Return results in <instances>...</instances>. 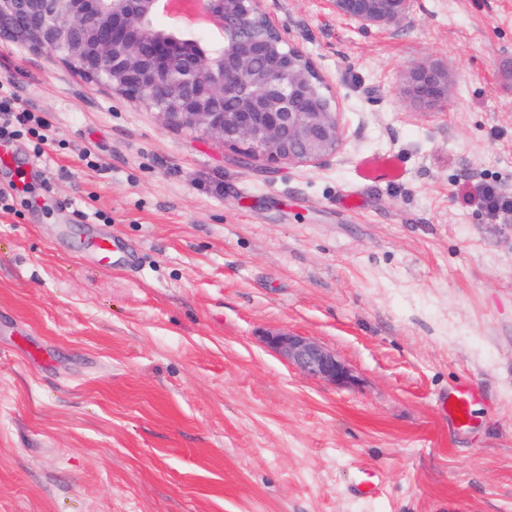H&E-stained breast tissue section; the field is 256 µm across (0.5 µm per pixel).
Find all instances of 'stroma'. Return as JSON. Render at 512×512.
Returning a JSON list of instances; mask_svg holds the SVG:
<instances>
[{
  "mask_svg": "<svg viewBox=\"0 0 512 512\" xmlns=\"http://www.w3.org/2000/svg\"><path fill=\"white\" fill-rule=\"evenodd\" d=\"M264 6L335 87L348 138L315 166L233 159L0 41L55 137L11 145L27 186L0 168V512H512V216L478 199L512 191V0H411L383 29ZM421 62L453 74L435 112L399 91ZM369 156L401 179L364 181ZM274 331L356 384L291 368ZM479 200L493 214L511 215L512 195L496 184L486 183L479 190ZM264 343L288 366L313 380L327 382L336 387H346L355 381L352 370L336 352L307 336L278 331L266 335ZM476 393L477 389L475 387L471 385H463L448 395V399L444 402V406L448 410V416H450L457 425L466 423L468 419L469 405ZM453 401H456V406L452 405ZM457 413H461V416L465 417V421H462L461 416H457Z\"/></svg>",
  "mask_w": 512,
  "mask_h": 512,
  "instance_id": "obj_1",
  "label": "stroma"
}]
</instances>
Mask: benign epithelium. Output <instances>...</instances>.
Returning a JSON list of instances; mask_svg holds the SVG:
<instances>
[{
	"instance_id": "obj_1",
	"label": "benign epithelium",
	"mask_w": 512,
	"mask_h": 512,
	"mask_svg": "<svg viewBox=\"0 0 512 512\" xmlns=\"http://www.w3.org/2000/svg\"><path fill=\"white\" fill-rule=\"evenodd\" d=\"M336 14L365 26L404 18L409 0H329ZM161 0H0V41L43 50L77 75L145 106L164 125L270 165L317 164L346 140L331 81L290 47L263 0H190L188 9L220 30L203 49L158 28ZM453 78L428 63L401 77L404 103L447 105ZM232 97L236 108L224 110ZM266 346L303 375L346 387L352 370L336 352L288 331Z\"/></svg>"
}]
</instances>
